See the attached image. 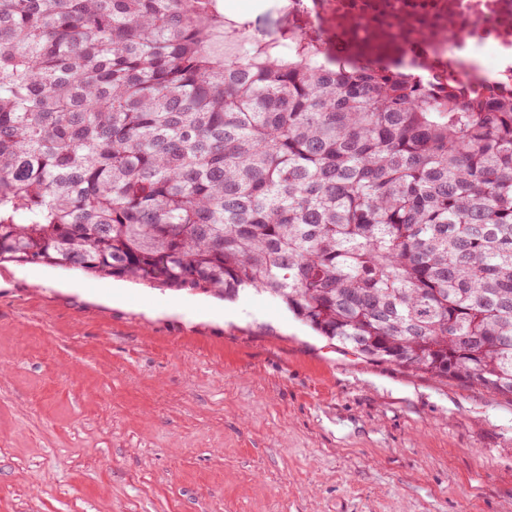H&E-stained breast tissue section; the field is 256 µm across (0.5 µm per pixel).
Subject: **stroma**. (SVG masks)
I'll return each mask as SVG.
<instances>
[{
  "label": "stroma",
  "instance_id": "1",
  "mask_svg": "<svg viewBox=\"0 0 512 512\" xmlns=\"http://www.w3.org/2000/svg\"><path fill=\"white\" fill-rule=\"evenodd\" d=\"M0 512H512V401L336 349L253 290L0 264Z\"/></svg>",
  "mask_w": 512,
  "mask_h": 512
}]
</instances>
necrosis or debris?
I'll use <instances>...</instances> for the list:
<instances>
[{"label": "necrosis or debris", "instance_id": "4bbe7bcc", "mask_svg": "<svg viewBox=\"0 0 512 512\" xmlns=\"http://www.w3.org/2000/svg\"><path fill=\"white\" fill-rule=\"evenodd\" d=\"M288 27L343 63L416 67L426 86H512V0H286Z\"/></svg>", "mask_w": 512, "mask_h": 512}]
</instances>
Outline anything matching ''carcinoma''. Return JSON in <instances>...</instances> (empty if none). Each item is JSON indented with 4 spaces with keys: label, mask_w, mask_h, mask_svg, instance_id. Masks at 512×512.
I'll return each instance as SVG.
<instances>
[{
    "label": "carcinoma",
    "mask_w": 512,
    "mask_h": 512,
    "mask_svg": "<svg viewBox=\"0 0 512 512\" xmlns=\"http://www.w3.org/2000/svg\"><path fill=\"white\" fill-rule=\"evenodd\" d=\"M219 0H0V264L280 301L512 396V95H436Z\"/></svg>",
    "instance_id": "1"
}]
</instances>
